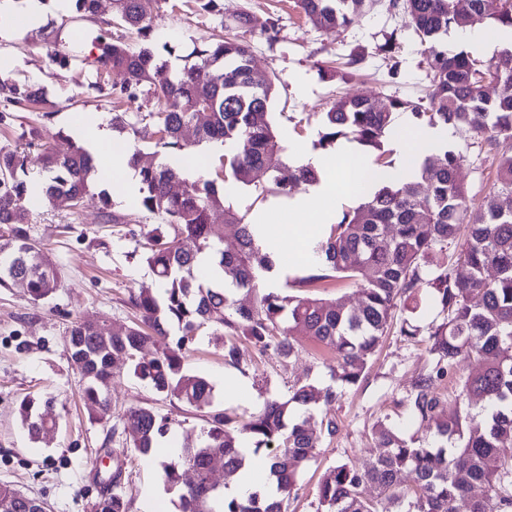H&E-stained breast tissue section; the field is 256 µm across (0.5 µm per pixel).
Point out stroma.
Listing matches in <instances>:
<instances>
[{
	"label": "stroma",
	"instance_id": "obj_1",
	"mask_svg": "<svg viewBox=\"0 0 512 512\" xmlns=\"http://www.w3.org/2000/svg\"><path fill=\"white\" fill-rule=\"evenodd\" d=\"M43 6L40 26L28 28L19 20L13 30L0 33V55L11 59L12 79L43 86L53 116L47 121L36 112L15 113L11 129L0 130V144L15 145L23 131L36 127L43 143L64 154L70 143L62 134L79 116L99 114L109 120L121 111L130 116L157 111L158 103L149 94L118 108L87 89L96 76V37L102 21L112 17V0H99L93 21L72 20L70 13L57 10L54 0H44ZM243 12L251 22L238 36L250 44L255 69L276 80L271 110L281 143L299 142L314 154L329 156L333 150L318 147L320 127L310 116L326 111L338 96L369 97L385 106L394 99L415 100L425 95L428 78L423 48L403 14L389 10L383 2L332 32L311 24L294 0H224L225 20ZM215 31L213 18L166 6L154 22L153 40L159 46L167 43L178 48L202 45ZM392 35L400 44L398 73L393 77L378 51ZM52 41L74 46L81 57L79 65L49 69L46 52ZM357 54L363 60L349 80L320 75V62L343 63ZM93 188L75 210L45 204L31 207L29 233L62 271L63 283L54 296L36 305L25 288H0V482L46 502L47 512H91L100 483L111 476L119 460L131 498L129 512H142L150 490L169 507L176 493L165 484L157 460L140 458L130 450L124 435L113 434L111 424L97 420L83 399L79 377L65 351V332L72 321L91 318L116 328L128 326L133 319L130 292L160 289L135 237L137 231L151 229L156 217L140 206L118 201L113 209L124 216V223H105L96 196L102 185L97 182ZM224 203L248 217H266L272 228L289 221L287 198L272 190L259 198L240 188L225 195ZM240 357L248 383L245 397L234 404L241 413L252 412L267 399L289 398L297 384L324 387L330 382L328 366L334 361L331 353L316 348L304 336L298 337L295 354L285 361L247 343L241 344ZM428 364L425 343L390 332L358 386L344 390L336 402L315 404V414L334 416L339 430L323 442L300 474L298 496L289 500L287 512H315L317 486L329 467L347 461L363 469L383 455L371 433L377 420L388 419L405 439L433 440V433L418 428L401 405ZM186 366L213 385L216 404H223L230 372L209 332H202L188 350ZM27 396L52 400L50 413L57 420L54 429L35 441L18 416L19 404ZM112 399L120 409L150 406L169 415V434L178 446L199 438L201 420L172 408L164 395L133 377L122 361L117 364Z\"/></svg>",
	"mask_w": 512,
	"mask_h": 512
}]
</instances>
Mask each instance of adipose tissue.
Wrapping results in <instances>:
<instances>
[{
  "instance_id": "obj_1",
  "label": "adipose tissue",
  "mask_w": 512,
  "mask_h": 512,
  "mask_svg": "<svg viewBox=\"0 0 512 512\" xmlns=\"http://www.w3.org/2000/svg\"><path fill=\"white\" fill-rule=\"evenodd\" d=\"M335 156L342 163L336 171L335 181L319 185L315 195H303L290 203L292 222L281 229L276 242L280 250L285 249L287 244H294V258L306 263L314 260L309 243L322 232L324 225L332 222L337 199L360 194L373 173L371 156L358 150L352 143L339 145ZM240 450L247 459V466L225 486V497L239 499L255 491L276 494V486L266 479L267 460L254 454L249 440L241 441Z\"/></svg>"
}]
</instances>
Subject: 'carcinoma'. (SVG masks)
<instances>
[{
  "label": "carcinoma",
  "mask_w": 512,
  "mask_h": 512,
  "mask_svg": "<svg viewBox=\"0 0 512 512\" xmlns=\"http://www.w3.org/2000/svg\"><path fill=\"white\" fill-rule=\"evenodd\" d=\"M71 2L72 19L94 20L98 0ZM186 2L224 24V0ZM375 2L295 0V6L314 25L334 30L352 23L358 7ZM164 3L112 0V20L104 22L96 37L97 80L90 87L115 100H135L146 92L160 103L156 112L113 117L115 128L134 133L136 124L151 122L162 147L175 156L193 145L220 143L226 146L218 158L224 176L260 196L268 183L282 196L298 184L319 183L314 166L296 165L287 157L268 112L275 81L254 71L245 42L228 33L186 55L166 45L160 51L153 46L154 21ZM388 9L402 12L425 46L426 103L396 99L380 107L370 98L340 97L320 115L318 144L325 147L352 134L376 152L375 171L388 173L392 168L384 160V145L395 114L409 109L422 124L471 132L469 147L478 161L494 154L498 189L485 196L482 209L472 210L469 190L457 178L463 154L453 149L425 156L411 182L378 179L368 200L312 242L317 272L299 280L305 285L330 278L352 283L360 295L357 306L348 308L322 296L259 292L261 275L273 269L261 226L224 207V196L208 176L182 179L169 166L143 164L140 151L130 149L128 164L138 170L142 183L140 205L163 219L141 244L142 258L161 292L130 294L137 320L108 342L103 340L104 325L72 322L66 353L98 420L117 417L112 434L125 435L130 449L144 458L154 455L158 438L169 432V417L144 406L114 414L110 387L116 361L127 362L133 376L201 417L197 443L182 449L179 462L161 463L164 481L179 491L180 512H285L284 501L295 493L300 472L322 438L337 431L336 420L301 415L298 407L320 399L329 404L338 398L336 386L358 385L392 328L417 338L419 327L407 318L397 321L394 311L403 295L417 309L423 290L436 310L427 338L431 365L417 376L403 403L439 443L415 446L385 421H376L371 431L387 452L364 471L346 462L328 468L318 485L316 512H377L369 486L395 504L396 512H456V502L476 484L484 494L471 512H512V210L501 206V196L512 194V48L489 56L448 52L445 38L461 25L455 0H388ZM468 9L492 27L512 29V0H468ZM114 24L134 31L140 43L114 39ZM49 58L55 67L68 69L77 55L56 45ZM113 71L123 74L121 83L109 80ZM491 84L499 88L494 97L486 92ZM0 101V125L9 124L18 110H40L43 118L52 117L45 110L43 88L36 84L0 79ZM188 128L195 133L192 143L185 139ZM38 137L32 129L19 136L25 147L0 146V225L8 229V238L0 243V288L22 279L36 305L48 301L62 283L60 268L28 231L33 181L26 149ZM38 159L45 173L43 199L58 208L80 206L94 172L88 151L73 143L61 156L44 147ZM98 196L103 219L122 223L123 217L111 211L109 192L103 189ZM218 210L224 211V224L217 227L211 216ZM204 252L224 281L255 294L252 306L239 305L224 287L196 276L195 262ZM458 264L467 267V275L454 273ZM204 328L222 347L224 364L235 368L240 366V340L288 359L295 352L294 332H301L333 352L331 384L321 389L310 383L296 386L289 399H267L247 417L218 409L211 383L185 367V354ZM472 361L479 369L458 375L460 365ZM449 377L457 378L462 400L482 405L472 411L445 409L437 387ZM18 414L33 439L49 429L35 398L24 399ZM243 436L252 441L254 453L268 460L269 480L280 496L256 492L245 500H228L212 486L214 462L232 476L245 467L239 451ZM182 467L194 473L193 482L182 481ZM129 506L118 462L93 512H129ZM0 512H42L41 500L1 483Z\"/></svg>",
  "instance_id": "carcinoma-1"
}]
</instances>
